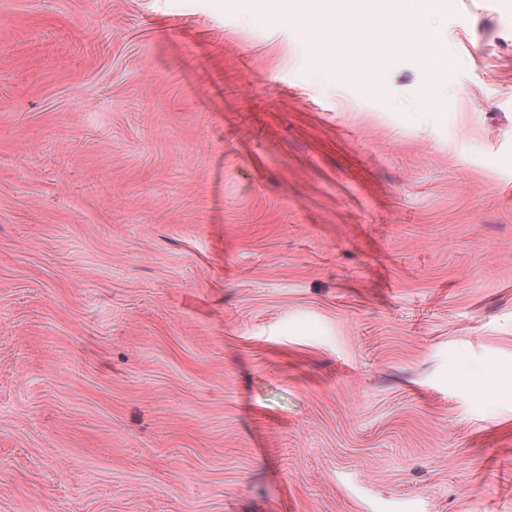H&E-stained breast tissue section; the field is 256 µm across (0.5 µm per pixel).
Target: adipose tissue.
<instances>
[{
	"label": "adipose tissue",
	"mask_w": 512,
	"mask_h": 512,
	"mask_svg": "<svg viewBox=\"0 0 512 512\" xmlns=\"http://www.w3.org/2000/svg\"><path fill=\"white\" fill-rule=\"evenodd\" d=\"M246 10L261 17L285 16L318 43L335 45L355 36L357 50L337 64V79L354 78L366 49L383 43L392 50L413 45L427 14L436 12L439 0H241Z\"/></svg>",
	"instance_id": "obj_1"
}]
</instances>
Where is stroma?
Wrapping results in <instances>:
<instances>
[{"label":"stroma","mask_w":512,"mask_h":512,"mask_svg":"<svg viewBox=\"0 0 512 512\" xmlns=\"http://www.w3.org/2000/svg\"><path fill=\"white\" fill-rule=\"evenodd\" d=\"M314 47L0 0V512H512V0Z\"/></svg>","instance_id":"obj_1"}]
</instances>
